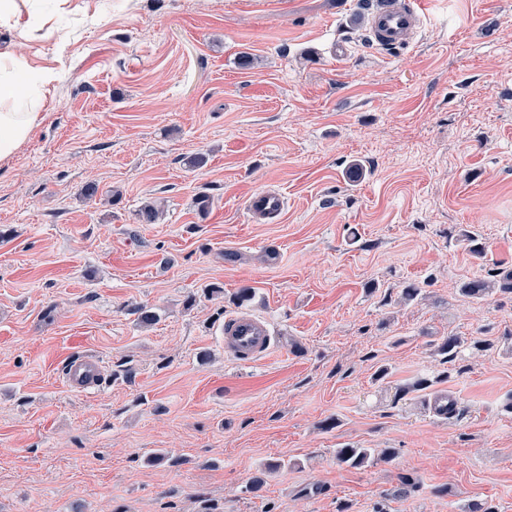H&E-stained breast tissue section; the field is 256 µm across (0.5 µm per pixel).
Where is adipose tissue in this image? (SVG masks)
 <instances>
[{
  "mask_svg": "<svg viewBox=\"0 0 512 512\" xmlns=\"http://www.w3.org/2000/svg\"><path fill=\"white\" fill-rule=\"evenodd\" d=\"M49 25L39 0H0V161L27 141L43 117L44 88L54 72L34 66L19 47Z\"/></svg>",
  "mask_w": 512,
  "mask_h": 512,
  "instance_id": "1",
  "label": "adipose tissue"
}]
</instances>
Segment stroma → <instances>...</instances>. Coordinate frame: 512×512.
Here are the masks:
<instances>
[{"label": "stroma", "instance_id": "35a3bbf8", "mask_svg": "<svg viewBox=\"0 0 512 512\" xmlns=\"http://www.w3.org/2000/svg\"><path fill=\"white\" fill-rule=\"evenodd\" d=\"M425 2L401 52L365 0H71L29 45L58 76L0 163V512H512V292H459L512 270V0ZM263 188L279 223L250 219ZM241 310L277 338L251 365L220 334ZM451 333L489 348L443 362ZM83 352L105 375L78 392ZM248 209L256 220H273L283 214L285 199L277 191L257 190L249 196ZM511 289L512 283L507 281L506 277L500 272H494L486 278L471 279L461 285L460 292L463 296L482 301L490 296L496 289ZM62 373L65 383L70 388L79 390L93 388L101 381L100 358L89 353L75 354L66 360ZM398 455L395 448H360L345 446L335 451L336 463L347 468L361 469L378 462L388 463Z\"/></svg>", "mask_w": 512, "mask_h": 512}]
</instances>
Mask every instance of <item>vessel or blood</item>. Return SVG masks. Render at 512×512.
I'll return each instance as SVG.
<instances>
[{
	"label": "vessel or blood",
	"mask_w": 512,
	"mask_h": 512,
	"mask_svg": "<svg viewBox=\"0 0 512 512\" xmlns=\"http://www.w3.org/2000/svg\"><path fill=\"white\" fill-rule=\"evenodd\" d=\"M423 0H376L369 15L370 34L385 50L407 48L422 29L426 14ZM248 209L254 219L273 220L285 209V199L279 192L262 189L253 192ZM272 333L267 319L248 314H233L224 319V350L241 362L255 361L272 350ZM102 365L98 356L79 353L65 362L63 378L73 389L86 390L101 381Z\"/></svg>",
	"instance_id": "b4317fda"
}]
</instances>
